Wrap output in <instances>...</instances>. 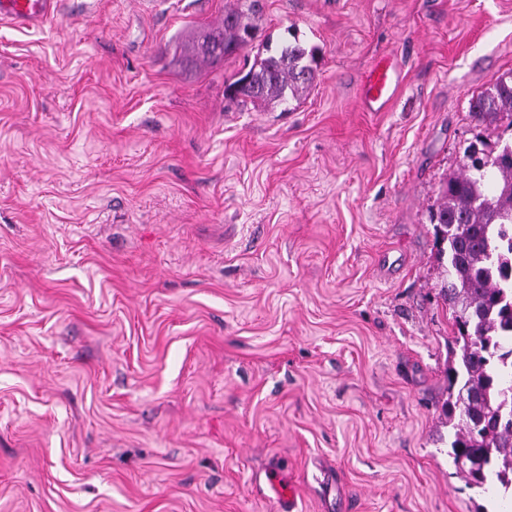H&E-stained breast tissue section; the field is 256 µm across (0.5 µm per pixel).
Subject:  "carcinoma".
I'll list each match as a JSON object with an SVG mask.
<instances>
[{
  "label": "carcinoma",
  "mask_w": 512,
  "mask_h": 512,
  "mask_svg": "<svg viewBox=\"0 0 512 512\" xmlns=\"http://www.w3.org/2000/svg\"><path fill=\"white\" fill-rule=\"evenodd\" d=\"M253 24L245 14L224 13V29L200 35L196 54L216 58L206 45L224 47L229 57L248 44L242 27ZM254 61L251 84L235 80L228 95L253 106L284 103L298 98L312 85L315 49L299 41ZM470 111L486 119H509L512 127V73L496 79L470 102ZM442 248L439 260L448 275L441 289L444 300L456 307L458 366L448 371L455 400L442 406L457 419L451 444L454 463L469 487L484 489L491 481L512 492V144L494 157L473 158L465 152L459 172L442 184L440 202L430 214Z\"/></svg>",
  "instance_id": "cac0c4a2"
}]
</instances>
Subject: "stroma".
Wrapping results in <instances>:
<instances>
[{
	"label": "stroma",
	"instance_id": "stroma-1",
	"mask_svg": "<svg viewBox=\"0 0 512 512\" xmlns=\"http://www.w3.org/2000/svg\"><path fill=\"white\" fill-rule=\"evenodd\" d=\"M61 0L0 19V512H512L442 413L459 349L431 210L473 96L512 71V0ZM317 50L309 93L226 84ZM391 56L400 84L365 111ZM246 17L242 11L231 9L224 13V30L219 31H207L200 35L196 44V54L203 58V60L210 59H221L226 58L234 53H236L239 49L243 48L248 44L247 40H251L254 38V31L247 28L254 29V26L251 22L245 21ZM242 22H245V26L243 28V36H242ZM207 44L220 45L222 48L224 47V56L223 55H215V53H221L222 49L218 48L215 53L206 48ZM267 56L254 61L249 68V76L239 87L241 78L226 87L231 98H242L254 107L272 103H284L297 99L312 85L317 68L315 48L308 50L298 40L289 42L271 52L265 48ZM315 66V67H314ZM251 76V77H250ZM252 78V80H251ZM400 72L395 62H377L369 71L361 88V99L370 109L379 110L391 99L399 84ZM266 480L269 488L275 494L280 502L279 511L294 512L296 507L294 504V492L291 484L284 478L280 471L272 469L266 474Z\"/></svg>",
	"mask_w": 512,
	"mask_h": 512
}]
</instances>
